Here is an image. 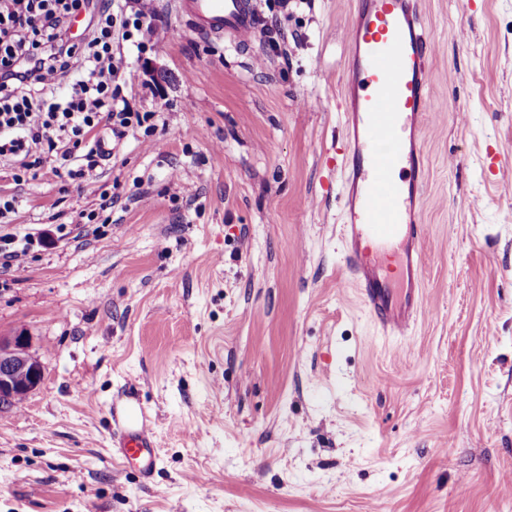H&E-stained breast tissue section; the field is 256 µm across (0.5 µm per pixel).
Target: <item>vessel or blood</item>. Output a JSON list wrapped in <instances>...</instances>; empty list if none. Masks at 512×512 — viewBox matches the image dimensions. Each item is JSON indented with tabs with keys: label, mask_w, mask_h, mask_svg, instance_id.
<instances>
[{
	"label": "vessel or blood",
	"mask_w": 512,
	"mask_h": 512,
	"mask_svg": "<svg viewBox=\"0 0 512 512\" xmlns=\"http://www.w3.org/2000/svg\"><path fill=\"white\" fill-rule=\"evenodd\" d=\"M196 32L243 46L257 26L256 0H176ZM343 70L342 264L386 336L409 335L421 308L428 227L422 134L433 44L418 0H352ZM124 464L151 475L160 457L146 420L116 424Z\"/></svg>",
	"instance_id": "1"
}]
</instances>
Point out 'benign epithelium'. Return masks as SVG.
Wrapping results in <instances>:
<instances>
[{
  "label": "benign epithelium",
  "mask_w": 512,
  "mask_h": 512,
  "mask_svg": "<svg viewBox=\"0 0 512 512\" xmlns=\"http://www.w3.org/2000/svg\"><path fill=\"white\" fill-rule=\"evenodd\" d=\"M30 336L20 331L0 335V411L35 390L44 378V366L30 351Z\"/></svg>",
  "instance_id": "obj_1"
}]
</instances>
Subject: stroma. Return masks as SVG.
Segmentation results:
<instances>
[{"label": "stroma", "instance_id": "1", "mask_svg": "<svg viewBox=\"0 0 512 512\" xmlns=\"http://www.w3.org/2000/svg\"><path fill=\"white\" fill-rule=\"evenodd\" d=\"M420 7L410 335L379 334L341 262L349 0H259L279 45L246 50L159 0L125 92L166 128L113 149L95 194L0 164L10 231L44 241L0 269V334L45 367L0 412V512H512V0ZM104 194L109 222L80 223ZM131 404L149 480L111 442Z\"/></svg>", "mask_w": 512, "mask_h": 512}]
</instances>
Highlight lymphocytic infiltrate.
<instances>
[{"label": "lymphocytic infiltrate", "instance_id": "lymphocytic-infiltrate-1", "mask_svg": "<svg viewBox=\"0 0 512 512\" xmlns=\"http://www.w3.org/2000/svg\"><path fill=\"white\" fill-rule=\"evenodd\" d=\"M89 12L92 34L73 41L69 22ZM159 18L156 0H0V159L20 158L23 175L52 173L94 192L103 124L123 139L151 135L166 118L134 109L124 93L125 46L146 52L144 29ZM70 76L65 94L54 88Z\"/></svg>", "mask_w": 512, "mask_h": 512}]
</instances>
